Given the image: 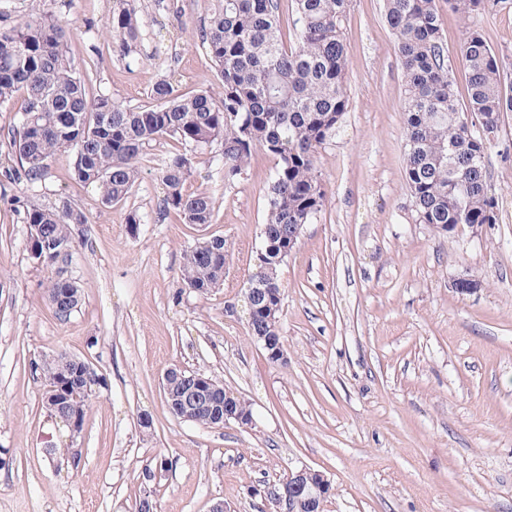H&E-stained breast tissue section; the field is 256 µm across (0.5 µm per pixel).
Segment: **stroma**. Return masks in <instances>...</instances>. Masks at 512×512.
Instances as JSON below:
<instances>
[{"label": "stroma", "instance_id": "obj_1", "mask_svg": "<svg viewBox=\"0 0 512 512\" xmlns=\"http://www.w3.org/2000/svg\"><path fill=\"white\" fill-rule=\"evenodd\" d=\"M214 2L138 0L142 38L127 58L103 29L112 0H0V20L34 7L62 18L89 95L142 107L157 80L183 93L212 83L192 33ZM441 15L451 64L473 26L512 76V0ZM344 31L350 104L320 151L327 200L279 271L287 364L269 360L243 312L275 170L264 152L227 186L217 147L195 150L184 192L220 198L205 227L163 210L158 171L174 140L150 147L129 198L111 207L75 181L72 155L57 156L34 189L87 217L57 271L32 257L27 224L0 202V512H135L148 490L158 512H209L218 500L226 512H281L272 492L303 466L331 482L323 512H512V112L490 136L496 223H418L384 0H351ZM133 212L142 224H129ZM211 235L233 254L223 284L200 296L182 283L183 255ZM59 271L81 292L65 319L47 299ZM462 277L481 288L457 293ZM58 352L108 381L76 436L48 416L33 371ZM174 366L223 382L251 425L175 417L162 390Z\"/></svg>", "mask_w": 512, "mask_h": 512}]
</instances>
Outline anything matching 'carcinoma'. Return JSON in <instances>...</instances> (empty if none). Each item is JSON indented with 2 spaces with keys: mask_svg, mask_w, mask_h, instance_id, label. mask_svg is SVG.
<instances>
[{
  "mask_svg": "<svg viewBox=\"0 0 512 512\" xmlns=\"http://www.w3.org/2000/svg\"><path fill=\"white\" fill-rule=\"evenodd\" d=\"M299 16L297 42L282 36L281 0H217L198 32L215 69L217 83L181 93L167 79L151 89L155 104L131 108L108 95L91 98L68 52L67 24L33 8L18 20L0 25V106L22 96L19 125L8 132V147L19 169L11 183L25 189L11 195L14 210L40 226L54 250L41 264L55 267L73 244L70 226L87 223L69 203L48 206L31 187L45 179L49 162L73 154V174L94 188L103 204L127 199L140 163L153 143L171 138L183 150L169 155L159 171L167 211L185 224L212 223L218 198L211 191L186 194L192 171L189 152L218 144L224 184L242 178L253 154L275 160L266 198L263 258L255 260L243 292L251 313L250 289L272 288L282 303L279 268L288 249V229L307 224L327 198L319 171V150L336 135L349 107L347 50L343 31L350 0H293ZM464 17L486 12L490 0H445ZM385 21L395 35L406 77L404 132L406 181L421 224H494L497 201L489 193V135L512 112V87L505 84L503 60L481 32L470 29L460 57L467 84L461 104L448 64L441 29L440 0H385ZM112 51L126 58L141 39L136 0H113L105 24ZM230 259L222 236H211L184 252L182 281L205 295L224 281ZM64 278L50 281L48 299L56 316L80 302L72 288L63 308L56 307ZM68 355L44 358L37 370L44 380L43 407L52 411L49 386L64 369ZM92 378H79L73 405L85 416Z\"/></svg>",
  "mask_w": 512,
  "mask_h": 512,
  "instance_id": "cac0c4a2",
  "label": "carcinoma"
}]
</instances>
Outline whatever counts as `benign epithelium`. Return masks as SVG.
<instances>
[{
  "label": "benign epithelium",
  "mask_w": 512,
  "mask_h": 512,
  "mask_svg": "<svg viewBox=\"0 0 512 512\" xmlns=\"http://www.w3.org/2000/svg\"><path fill=\"white\" fill-rule=\"evenodd\" d=\"M256 303L253 313L262 320V323L279 326V309L274 305L275 293L270 288H263L255 293ZM254 340L262 343L268 352V357L274 362L284 363L287 361L285 350L278 336L259 335ZM178 377L184 384L181 394L171 400L169 409L171 412L184 421L194 420L195 414L202 408L211 411L217 409L220 411L219 421L221 424H227L234 421L240 425L251 423L249 414L242 411L240 405L231 398L224 399L219 404L214 400L212 387L206 375L192 372L185 375L184 369L174 367L168 369L164 374V379ZM69 398V374L64 372L55 380L53 392V404L60 407L67 403ZM285 485L288 486V512H293V506L296 504L305 505L310 512H322L323 501L331 491V482L326 475L310 467H302L288 474Z\"/></svg>",
  "instance_id": "7a95c632"
}]
</instances>
